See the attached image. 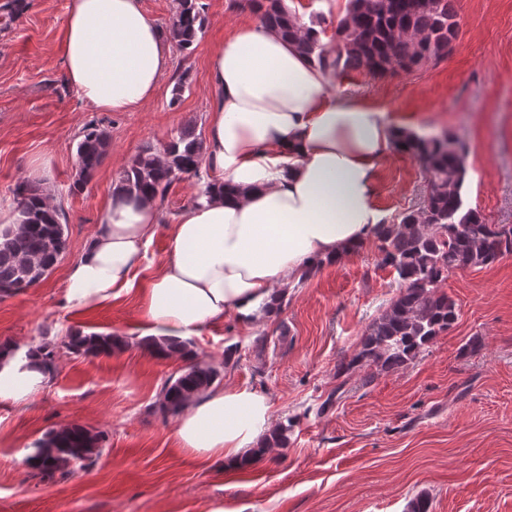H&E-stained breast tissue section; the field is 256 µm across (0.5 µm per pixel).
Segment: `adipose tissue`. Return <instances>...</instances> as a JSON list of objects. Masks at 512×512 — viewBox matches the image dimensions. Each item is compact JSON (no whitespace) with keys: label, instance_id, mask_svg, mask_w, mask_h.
I'll return each instance as SVG.
<instances>
[{"label":"adipose tissue","instance_id":"obj_1","mask_svg":"<svg viewBox=\"0 0 512 512\" xmlns=\"http://www.w3.org/2000/svg\"><path fill=\"white\" fill-rule=\"evenodd\" d=\"M61 54L69 84L101 112L135 111L171 67L164 33L140 0H70ZM334 84L259 23L235 26L217 46L205 164L238 193L202 199L171 226L169 255L143 290L146 335L180 340L229 316L274 315L279 292L314 258H344L372 239L377 168L398 127ZM162 219L155 201L111 193L68 271L67 307L82 311L131 290ZM48 380L38 359L9 362L0 400L25 402ZM270 415L257 391L209 390L189 399L175 436L190 457L235 468Z\"/></svg>","mask_w":512,"mask_h":512}]
</instances>
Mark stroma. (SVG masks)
<instances>
[{
    "mask_svg": "<svg viewBox=\"0 0 512 512\" xmlns=\"http://www.w3.org/2000/svg\"><path fill=\"white\" fill-rule=\"evenodd\" d=\"M204 33L189 58L173 54L157 94L133 112H101L64 78L59 43L69 0H0V224L13 190L34 166L65 215L68 249L38 286L0 295V342L19 353L47 343L57 356L47 386L25 403L0 400V512H406L428 494L431 512H512V256L451 274L455 326L406 367L337 377L366 326L396 295L376 240L347 261L291 282L275 316L234 317L190 337L194 362L219 368L221 387L249 388L292 420L288 445L245 469L199 463L180 451L175 416L160 391L185 366L144 347L140 287L165 262L169 226L201 188L175 183L137 269L134 290L82 313L66 309L67 271L86 248L114 177L145 144L164 145L192 126L206 137L209 66L239 22L245 0H200ZM459 34L448 58L378 79L351 73L336 92L364 96L387 119L426 132L443 128L470 145L465 198L491 224H512V0H457ZM191 86L173 100V78ZM111 145L90 180L76 186V147L88 124ZM374 205L390 218L424 196L416 160L396 153L377 170ZM116 333L128 345L109 356L71 354V333ZM268 337L265 352L256 343ZM482 346L463 352L470 339ZM79 424L103 434L99 456L65 475L42 477L26 458L52 430Z\"/></svg>",
    "mask_w": 512,
    "mask_h": 512,
    "instance_id": "stroma-1",
    "label": "stroma"
}]
</instances>
